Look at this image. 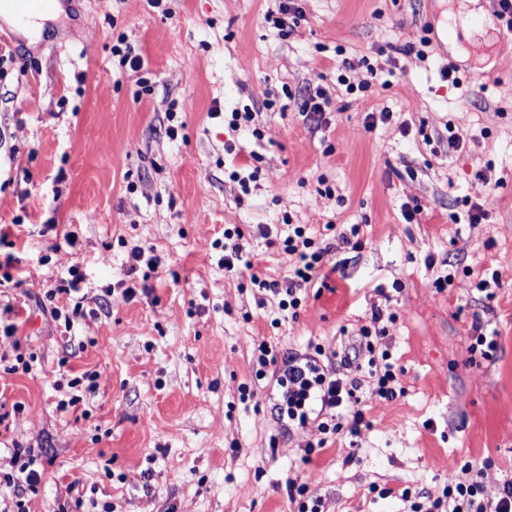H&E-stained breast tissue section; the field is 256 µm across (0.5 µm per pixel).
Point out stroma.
<instances>
[{
  "instance_id": "1",
  "label": "stroma",
  "mask_w": 512,
  "mask_h": 512,
  "mask_svg": "<svg viewBox=\"0 0 512 512\" xmlns=\"http://www.w3.org/2000/svg\"><path fill=\"white\" fill-rule=\"evenodd\" d=\"M295 5L283 37L266 18L275 0H77L37 41L0 42V225H14L16 242L0 246V263L14 256L23 273L0 284V308L14 306L20 349L37 357L28 374L0 363V448L43 453L31 512H58L71 494L83 512H297L292 481L322 512H435L449 470L466 462L494 460L486 496L512 479L502 22L491 0ZM121 34L138 73L121 74L112 56ZM344 57L368 59L389 85L347 91ZM446 63L460 86L442 79ZM321 90L329 110L306 116ZM245 110L253 123L225 125L224 113ZM383 110L391 120L365 130L366 113ZM452 125L466 138L453 153ZM228 142L259 157L247 184L229 177ZM487 181L489 215L467 223ZM407 204L420 207L410 222ZM292 223L327 248L325 284L302 293L293 318L212 246L238 227L242 257L278 279L293 263L282 247ZM354 224L360 246H335ZM136 246L168 263L127 299ZM75 264L84 316L68 330L39 300ZM476 318L497 334L493 358L468 350ZM365 325L384 330L404 395L364 402L356 434L289 423L273 374L255 376L258 345L319 353L332 375ZM85 371L99 387L78 419L58 403Z\"/></svg>"
}]
</instances>
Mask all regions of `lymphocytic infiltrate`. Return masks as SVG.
Returning a JSON list of instances; mask_svg holds the SVG:
<instances>
[{
  "mask_svg": "<svg viewBox=\"0 0 512 512\" xmlns=\"http://www.w3.org/2000/svg\"><path fill=\"white\" fill-rule=\"evenodd\" d=\"M286 252L295 255L296 261L283 280L263 278L257 285L277 299L281 310H297L301 305L299 293L310 287L320 276L323 249L315 248L306 237L302 226H295L292 235L283 242ZM358 351L365 355L367 364L377 378L369 396L379 401H391L404 395L389 352L378 351L369 328H362ZM257 361L260 366L282 365L279 379L283 401L281 412L289 422L305 424L310 415L325 414L334 418V431L350 428L358 432L364 423L361 410L362 398L357 378L333 377L324 373L318 357L299 358L288 356L280 359L268 344H260ZM9 468L0 470V493L14 489L13 498L6 501L0 512H30L24 498L25 492H37L42 478L40 454L32 448L14 446L9 451ZM485 466L465 463L448 476L443 499L437 500L438 512H512V479L502 483L496 497L484 495Z\"/></svg>",
  "mask_w": 512,
  "mask_h": 512,
  "instance_id": "lymphocytic-infiltrate-1",
  "label": "lymphocytic infiltrate"
}]
</instances>
